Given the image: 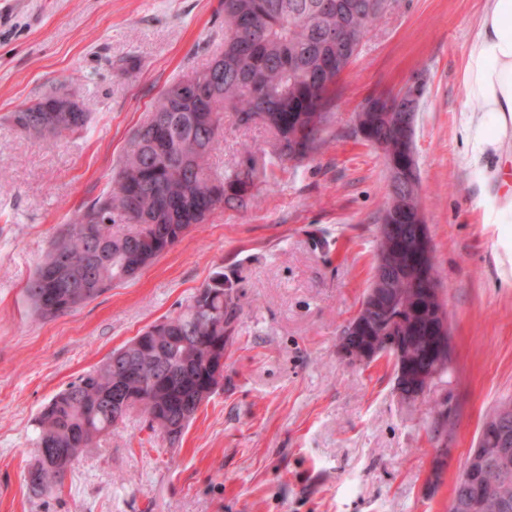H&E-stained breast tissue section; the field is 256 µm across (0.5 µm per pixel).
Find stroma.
<instances>
[{"mask_svg": "<svg viewBox=\"0 0 512 512\" xmlns=\"http://www.w3.org/2000/svg\"><path fill=\"white\" fill-rule=\"evenodd\" d=\"M484 5L396 0L339 78L309 159H279L268 130L225 116L217 166L266 152L252 204L215 211L133 279L43 318L24 288L51 240L110 188L166 85L223 46L224 11L222 0H0V512H448L483 420L512 400V204L494 178L512 136L478 139L481 115L460 81ZM416 81L421 200L452 352L413 402L392 361L353 363L338 343L370 285L390 190L354 112ZM70 91L89 115L76 134L49 142L4 119ZM218 270L240 305L224 387L181 439L131 413L61 484L30 491L42 406ZM444 448L451 459L434 485Z\"/></svg>", "mask_w": 512, "mask_h": 512, "instance_id": "stroma-1", "label": "stroma"}]
</instances>
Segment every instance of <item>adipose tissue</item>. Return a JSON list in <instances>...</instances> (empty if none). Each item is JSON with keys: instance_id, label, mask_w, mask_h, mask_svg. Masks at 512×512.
I'll return each mask as SVG.
<instances>
[{"instance_id": "adipose-tissue-1", "label": "adipose tissue", "mask_w": 512, "mask_h": 512, "mask_svg": "<svg viewBox=\"0 0 512 512\" xmlns=\"http://www.w3.org/2000/svg\"><path fill=\"white\" fill-rule=\"evenodd\" d=\"M467 102L475 111L512 124V0H487L461 70Z\"/></svg>"}]
</instances>
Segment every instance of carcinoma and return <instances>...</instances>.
Segmentation results:
<instances>
[{"instance_id":"obj_1","label":"carcinoma","mask_w":512,"mask_h":512,"mask_svg":"<svg viewBox=\"0 0 512 512\" xmlns=\"http://www.w3.org/2000/svg\"><path fill=\"white\" fill-rule=\"evenodd\" d=\"M324 0H224V72L191 74L206 92L216 90L224 109L238 120L257 117L273 135L274 149L285 159L301 147L299 159L310 157L330 111L328 74L349 68L360 49L338 46L329 37L352 29L365 36L376 29L395 0H335L327 10ZM161 92L151 118L135 131L110 188L79 210L51 241L43 262L25 287L27 297L44 316L81 307L106 290L123 283L127 260L135 251L155 260L173 247L194 224L205 222L217 209H245L252 201L258 177L253 160L233 169L211 166L212 155L224 143V129L212 132L195 103H179L172 88ZM56 95L48 94L20 105L6 116L20 131L41 138L36 130ZM369 137L385 150L400 154L404 142L386 126L378 112L364 113ZM88 121L85 110L70 113L64 134L81 131ZM420 182L391 185L378 228V253L394 276L399 293L396 305L363 317L358 348L394 334L405 344L404 372L415 376L427 367L429 354L423 339L430 335L431 308L437 297L424 289L439 282L435 264L421 270L412 252L418 224L414 204ZM395 226V232L386 228ZM59 250L67 252L71 268L79 272L97 253L109 254L100 272L101 287L84 290L56 281L49 266ZM229 279L216 271L189 303L176 314L152 324L160 337L141 336V349L133 341L112 350L96 367L79 375L56 393L36 419L35 462L24 479L34 492L63 480L84 449L112 431L133 410L146 418L148 429L168 430L176 440L195 419L202 392L211 390L210 366L224 347V324L231 323L238 304L230 296ZM119 387L122 407H112V388ZM483 462L491 473L488 493L479 512H512V464L502 463L496 440L488 437Z\"/></svg>"}]
</instances>
